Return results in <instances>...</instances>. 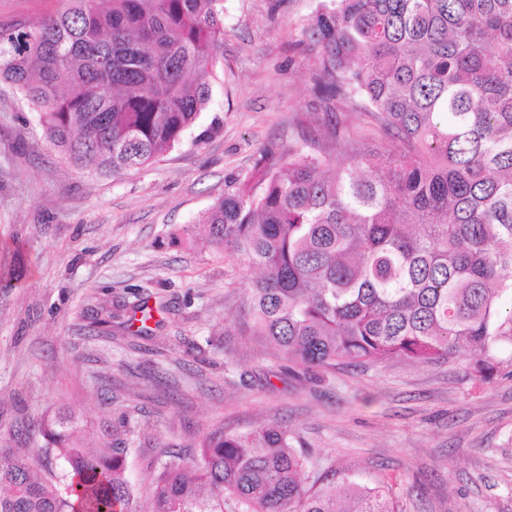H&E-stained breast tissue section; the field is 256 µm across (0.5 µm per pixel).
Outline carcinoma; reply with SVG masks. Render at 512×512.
Here are the masks:
<instances>
[{"label":"carcinoma","mask_w":512,"mask_h":512,"mask_svg":"<svg viewBox=\"0 0 512 512\" xmlns=\"http://www.w3.org/2000/svg\"><path fill=\"white\" fill-rule=\"evenodd\" d=\"M0 28V81L76 169L119 175L180 144L212 100L224 0H65ZM328 137L273 151L201 219L260 271L255 333L307 368L483 354L512 294V0H319L302 32ZM366 114L394 148L349 131ZM345 144V160L333 144ZM59 408L45 460L0 448V512H139L119 439L75 435ZM282 427L166 451L147 512H399L391 491L302 479Z\"/></svg>","instance_id":"obj_1"}]
</instances>
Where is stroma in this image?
Here are the masks:
<instances>
[{
  "label": "stroma",
  "mask_w": 512,
  "mask_h": 512,
  "mask_svg": "<svg viewBox=\"0 0 512 512\" xmlns=\"http://www.w3.org/2000/svg\"><path fill=\"white\" fill-rule=\"evenodd\" d=\"M312 8L224 0L208 110L118 177L65 163L0 82V447L41 458L31 428L62 405L87 434L127 431L143 510L166 450L278 425L313 474L390 483L403 512H512V338L479 357L307 373L254 336L241 309L255 272L207 240L203 214L265 150L325 130L301 42ZM143 302L156 322L130 335Z\"/></svg>",
  "instance_id": "stroma-1"
}]
</instances>
